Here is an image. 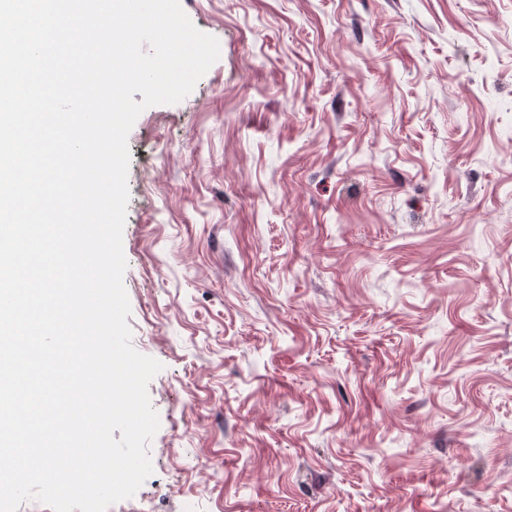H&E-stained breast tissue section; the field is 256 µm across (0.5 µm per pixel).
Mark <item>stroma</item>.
Returning a JSON list of instances; mask_svg holds the SVG:
<instances>
[{"instance_id":"obj_1","label":"stroma","mask_w":512,"mask_h":512,"mask_svg":"<svg viewBox=\"0 0 512 512\" xmlns=\"http://www.w3.org/2000/svg\"><path fill=\"white\" fill-rule=\"evenodd\" d=\"M129 132L152 474L107 512H512V0H180Z\"/></svg>"}]
</instances>
